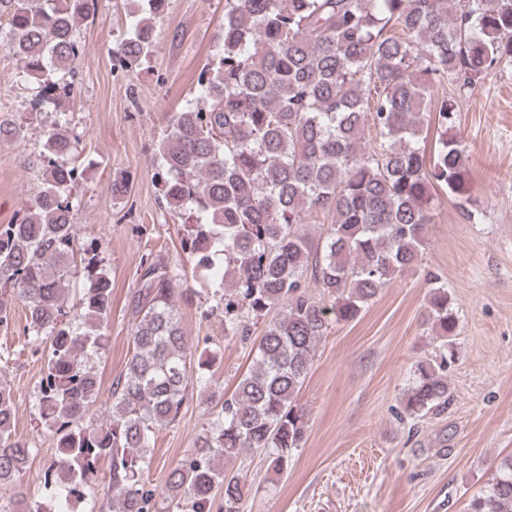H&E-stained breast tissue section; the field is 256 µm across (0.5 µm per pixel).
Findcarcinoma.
<instances>
[{"instance_id": "1", "label": "carcinoma", "mask_w": 512, "mask_h": 512, "mask_svg": "<svg viewBox=\"0 0 512 512\" xmlns=\"http://www.w3.org/2000/svg\"><path fill=\"white\" fill-rule=\"evenodd\" d=\"M132 2L127 35L113 50L123 68L153 52L165 0ZM2 6L8 47L22 77L38 84L37 102L74 94L80 25L95 0ZM222 42L193 98L172 115L153 178L182 214L180 248L193 277L215 285L207 314L224 320V335L255 340L252 368L231 397H216L208 371L220 354L206 339L191 344L181 326L178 299L193 289L181 264L151 249L128 299L132 348L112 382L108 417L89 415L112 280L102 241L78 237L72 224L79 136L67 117L57 119L38 156L32 204L18 223L0 224V327L12 324L15 303L25 306L24 335L46 362L38 426L56 454L42 476L45 500L19 491L0 512L82 501L102 460L109 512H212L218 491L224 512H243L250 484L222 462L259 453L274 474L286 471L306 435L297 396L330 323L356 319L382 288L418 268L433 188H446L460 208L470 202L458 105L434 89L450 81L474 88L512 58V0H225ZM319 218L315 237L307 224ZM425 280L440 352L416 365L404 405L413 417L447 408V347L457 330L448 292L434 275ZM191 385L215 403L160 498L149 481L150 448L178 420ZM14 420L13 393L0 384V486H22L32 453ZM471 512H512V458Z\"/></svg>"}]
</instances>
